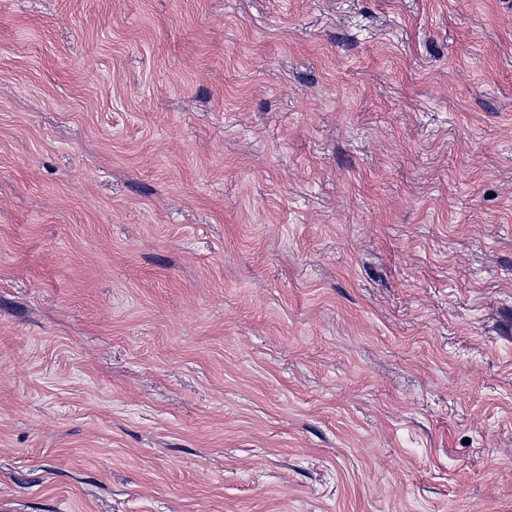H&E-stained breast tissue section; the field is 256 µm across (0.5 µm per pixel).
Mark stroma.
Listing matches in <instances>:
<instances>
[{"instance_id":"1","label":"stroma","mask_w":512,"mask_h":512,"mask_svg":"<svg viewBox=\"0 0 512 512\" xmlns=\"http://www.w3.org/2000/svg\"><path fill=\"white\" fill-rule=\"evenodd\" d=\"M0 512H512V0H0Z\"/></svg>"}]
</instances>
